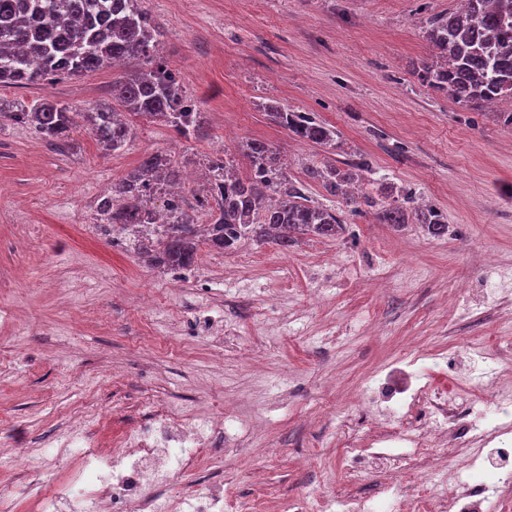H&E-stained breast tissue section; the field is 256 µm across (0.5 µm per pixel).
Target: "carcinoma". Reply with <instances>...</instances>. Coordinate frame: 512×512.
I'll return each mask as SVG.
<instances>
[{"instance_id": "cac0c4a2", "label": "carcinoma", "mask_w": 512, "mask_h": 512, "mask_svg": "<svg viewBox=\"0 0 512 512\" xmlns=\"http://www.w3.org/2000/svg\"><path fill=\"white\" fill-rule=\"evenodd\" d=\"M424 33L437 50V59L417 66L421 83L465 106L512 98V0H463L459 11L427 22ZM159 36L139 0H0V84L24 87L51 76L78 77L140 59V69L112 80V100L118 106L99 104L85 113L96 140L112 153L128 146L133 128L121 117L120 107L163 122L187 139L200 127L202 113L193 111L176 77L155 62ZM267 111L299 141H334L335 132L306 112L277 104ZM6 123L25 125L57 143L69 142L75 127L69 108L52 101L8 110L0 102V127ZM244 154L250 168L245 177L236 172L231 159L209 160L206 186L196 197L197 206L208 212L205 229L186 215L165 225L156 241H132L143 264L158 270L190 268L203 245L226 254L246 240L286 248L301 235L334 238L343 231L336 210L310 204L302 186L288 179L275 147L252 140ZM364 170L363 161L346 170L309 166L307 176L320 181L328 194L347 199L349 186ZM180 179L181 170L167 156H149L112 182L111 192L98 204V223L134 233L139 225L154 223L156 210L146 190ZM363 203L381 224L413 220L434 239L448 234V224L435 208H411L395 198L370 195L363 196Z\"/></svg>"}]
</instances>
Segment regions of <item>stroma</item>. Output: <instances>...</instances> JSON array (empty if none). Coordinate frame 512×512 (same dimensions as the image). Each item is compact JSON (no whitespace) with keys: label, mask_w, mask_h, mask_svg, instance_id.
<instances>
[{"label":"stroma","mask_w":512,"mask_h":512,"mask_svg":"<svg viewBox=\"0 0 512 512\" xmlns=\"http://www.w3.org/2000/svg\"><path fill=\"white\" fill-rule=\"evenodd\" d=\"M162 35L157 59L206 115L199 135L132 117L124 152L103 151L78 125L59 149L31 129L0 127V444L40 450L73 418L108 410L120 428L150 405L230 413L244 440L216 444L193 473L169 479L188 496L212 471L239 512H289L316 485L332 497L361 494L376 505L398 483L383 460L363 481L346 467L350 448L384 425L382 406L345 402L368 395L375 374L415 359L417 338L434 358L416 361L419 383L459 390L469 347L493 349L512 383V283L497 286L480 256L512 267V125L497 108L456 103L422 85L415 66L436 50L429 18L458 0H142ZM115 69L26 88L0 86V100L61 103L85 112L111 102ZM307 112L337 132L335 147L294 139L264 107ZM260 139L307 182L309 165L354 157L369 164L362 193L386 187L439 210L442 238L418 224H381L321 185L310 200L344 220L337 238L305 236L288 250L245 241L208 253L194 282L172 289L130 247L99 234L97 201L113 181L160 152L181 170L215 157L248 163ZM221 303L199 312L196 290ZM151 294L154 313L136 306Z\"/></svg>","instance_id":"35a3bbf8"}]
</instances>
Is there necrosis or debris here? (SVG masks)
<instances>
[{
	"label": "necrosis or debris",
	"mask_w": 512,
	"mask_h": 512,
	"mask_svg": "<svg viewBox=\"0 0 512 512\" xmlns=\"http://www.w3.org/2000/svg\"><path fill=\"white\" fill-rule=\"evenodd\" d=\"M471 352L481 371L468 373L466 380L472 389L489 390L491 399L440 396L430 405L428 386L394 389L395 424L351 449L348 463L354 477H361V463L371 448L394 441L404 447L405 459L429 456L450 428L476 451L448 469H432L424 499L453 497L457 512H512V499L491 492L498 479L487 473L478 455L480 448L512 432V388L498 380L492 354L479 346ZM110 426V417L102 413L75 418L38 456L5 454L0 456V468L20 466L36 476L33 496L42 512H57L63 504L72 512H152L151 477L169 475L174 469L194 470L208 457L212 441L233 430L225 419L201 418L174 405L148 410L140 422L123 428L108 448L98 434Z\"/></svg>",
	"instance_id": "necrosis-or-debris-1"
}]
</instances>
